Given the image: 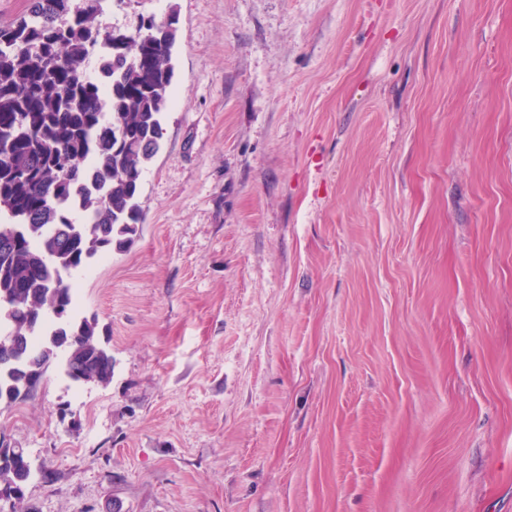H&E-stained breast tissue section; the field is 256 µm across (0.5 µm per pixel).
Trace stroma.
Masks as SVG:
<instances>
[{"label": "stroma", "mask_w": 512, "mask_h": 512, "mask_svg": "<svg viewBox=\"0 0 512 512\" xmlns=\"http://www.w3.org/2000/svg\"><path fill=\"white\" fill-rule=\"evenodd\" d=\"M179 16L143 221L73 270L108 385L0 434L24 512H512V0ZM1 440H7L1 435ZM0 440V501H11L12 510L17 512L20 504L24 500V489L34 473L32 461L24 448L11 446L8 442L2 443ZM14 487L22 488V494L15 499L4 498L2 494L10 491Z\"/></svg>", "instance_id": "obj_1"}]
</instances>
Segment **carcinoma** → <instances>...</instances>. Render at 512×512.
I'll list each match as a JSON object with an SVG mask.
<instances>
[{
  "label": "carcinoma",
  "mask_w": 512,
  "mask_h": 512,
  "mask_svg": "<svg viewBox=\"0 0 512 512\" xmlns=\"http://www.w3.org/2000/svg\"><path fill=\"white\" fill-rule=\"evenodd\" d=\"M104 0H29L0 25V403L29 397L61 350L73 382L112 379L95 320L73 316L71 271L124 246L141 223L146 163L159 150L175 72V13L132 30ZM34 473L0 442L1 494Z\"/></svg>",
  "instance_id": "cac0c4a2"
}]
</instances>
